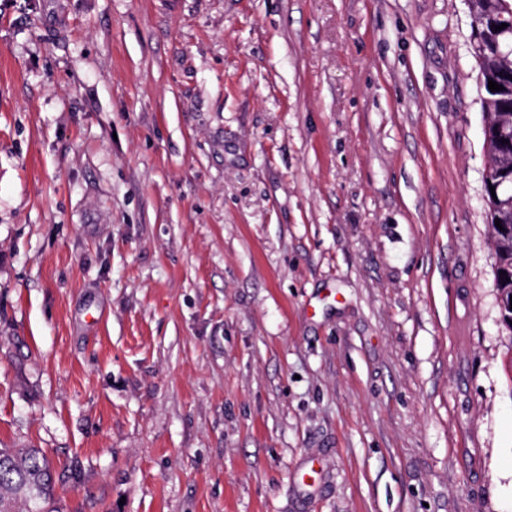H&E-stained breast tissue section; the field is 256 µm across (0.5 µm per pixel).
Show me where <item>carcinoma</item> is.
Instances as JSON below:
<instances>
[{"label": "carcinoma", "instance_id": "cac0c4a2", "mask_svg": "<svg viewBox=\"0 0 512 512\" xmlns=\"http://www.w3.org/2000/svg\"><path fill=\"white\" fill-rule=\"evenodd\" d=\"M471 17L470 43L484 89L482 106L489 107L491 123L483 130L484 148L501 161L495 194H486L485 219L493 238L496 266L495 288L512 299V142L505 144L504 132H512V0H466ZM507 27L497 31L501 24ZM504 87L490 91L488 81ZM502 228H497L495 220ZM54 473L40 448H0V512H54Z\"/></svg>", "mask_w": 512, "mask_h": 512}]
</instances>
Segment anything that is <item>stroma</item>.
Here are the masks:
<instances>
[{"instance_id": "stroma-1", "label": "stroma", "mask_w": 512, "mask_h": 512, "mask_svg": "<svg viewBox=\"0 0 512 512\" xmlns=\"http://www.w3.org/2000/svg\"><path fill=\"white\" fill-rule=\"evenodd\" d=\"M465 0H0V444L62 512H512Z\"/></svg>"}]
</instances>
